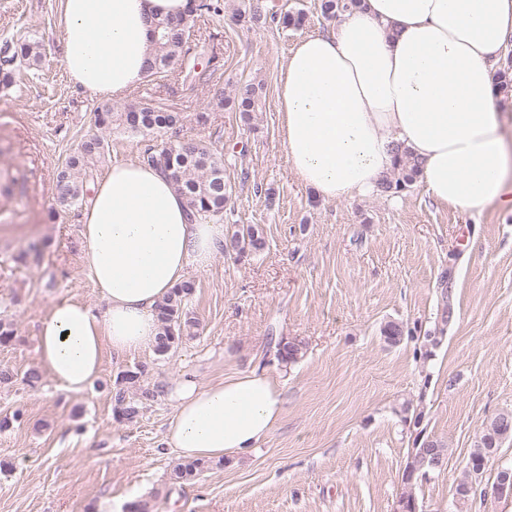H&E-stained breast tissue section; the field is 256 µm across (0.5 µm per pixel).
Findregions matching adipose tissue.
Listing matches in <instances>:
<instances>
[{"instance_id":"obj_1","label":"adipose tissue","mask_w":512,"mask_h":512,"mask_svg":"<svg viewBox=\"0 0 512 512\" xmlns=\"http://www.w3.org/2000/svg\"><path fill=\"white\" fill-rule=\"evenodd\" d=\"M189 0H61L63 67L74 89L116 98L147 77L149 22ZM512 39V0H362L335 30L300 38L277 86L293 176L329 201L372 196L408 150L438 205L512 212V148L496 110L491 66ZM84 262L103 310L61 298L38 332L39 364L71 393L98 377L105 351L131 355L158 334L157 306L189 264H209L220 224L193 219L162 170L125 161L95 183L82 214ZM166 436L187 460L257 448L283 398L254 373L206 386L179 379Z\"/></svg>"}]
</instances>
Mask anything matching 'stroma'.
<instances>
[{
  "label": "stroma",
  "mask_w": 512,
  "mask_h": 512,
  "mask_svg": "<svg viewBox=\"0 0 512 512\" xmlns=\"http://www.w3.org/2000/svg\"><path fill=\"white\" fill-rule=\"evenodd\" d=\"M223 11L196 19L191 53L211 58L209 84L186 81L180 65L150 76L126 96L93 99L76 91L62 64L60 0H0V47L37 43L36 65L18 61L0 85V320L15 340L0 346V512H394L401 474L418 433L448 450L442 470L418 483L421 512H512L490 493L512 467V441L486 460L474 490L456 485L484 427L512 414V212L440 207L414 183L396 197L327 202L291 174L279 134L278 78L302 34L335 29L321 0H222ZM304 10L302 31L272 13ZM260 20L233 23L237 12ZM260 85L251 120L217 106L210 84L232 98ZM147 103L178 112L180 139L224 155L230 196L225 233L251 224L265 246L233 257L216 252L189 266L188 309L199 326L168 356L153 350L105 355L83 393L38 368V329L49 305L104 302L83 265L82 205L58 206L59 167L97 134L105 106ZM451 315L439 345L425 340L443 309ZM411 330L399 346L381 330ZM293 338L304 354L284 364L270 340ZM148 367L154 402L132 422L113 413L118 373ZM263 374L283 391L284 413L248 455L225 458L177 483L178 459L166 437L174 415L171 383L180 374L208 385Z\"/></svg>",
  "instance_id": "35a3bbf8"
}]
</instances>
